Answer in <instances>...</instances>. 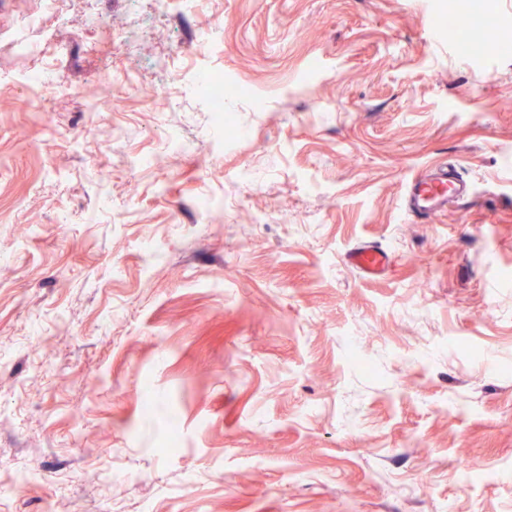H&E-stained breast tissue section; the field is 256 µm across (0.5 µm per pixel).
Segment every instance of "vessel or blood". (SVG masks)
I'll use <instances>...</instances> for the list:
<instances>
[{
  "instance_id": "obj_1",
  "label": "vessel or blood",
  "mask_w": 512,
  "mask_h": 512,
  "mask_svg": "<svg viewBox=\"0 0 512 512\" xmlns=\"http://www.w3.org/2000/svg\"><path fill=\"white\" fill-rule=\"evenodd\" d=\"M471 197L470 183L459 177L454 169L434 166L410 183L405 210L409 216L421 220L447 207L448 203L465 201ZM345 260L349 266L367 277L383 274L392 263L388 251L373 245L352 249Z\"/></svg>"
}]
</instances>
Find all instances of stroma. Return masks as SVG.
<instances>
[{"mask_svg": "<svg viewBox=\"0 0 512 512\" xmlns=\"http://www.w3.org/2000/svg\"><path fill=\"white\" fill-rule=\"evenodd\" d=\"M466 9L0 0V512H512V53ZM439 163L475 194L410 221ZM459 21L457 23L447 25L448 39L453 40L460 37L466 41L476 43H481L487 40H497V37L493 33L482 28L469 27L468 25L464 29L459 28ZM195 80L209 98L214 112H224V76L210 70L196 73ZM345 260L349 266L367 277L383 274L392 263L388 251L374 245H362L352 249Z\"/></svg>", "mask_w": 512, "mask_h": 512, "instance_id": "stroma-1", "label": "stroma"}]
</instances>
